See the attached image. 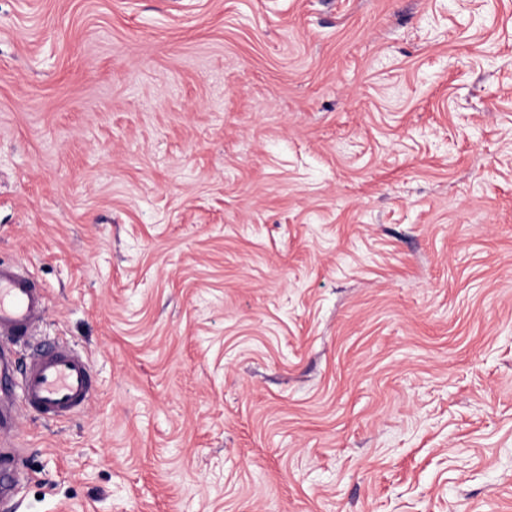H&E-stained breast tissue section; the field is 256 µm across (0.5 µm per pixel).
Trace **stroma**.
<instances>
[{
    "label": "stroma",
    "instance_id": "obj_1",
    "mask_svg": "<svg viewBox=\"0 0 512 512\" xmlns=\"http://www.w3.org/2000/svg\"><path fill=\"white\" fill-rule=\"evenodd\" d=\"M0 262L8 512H512V0H0ZM47 303L43 288L11 264L0 263V440L17 438L20 413L46 422L81 412L94 392L89 360L65 342L38 334ZM28 346L22 364L16 347Z\"/></svg>",
    "mask_w": 512,
    "mask_h": 512
}]
</instances>
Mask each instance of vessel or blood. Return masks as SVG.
Masks as SVG:
<instances>
[{"label": "vessel or blood", "instance_id": "1", "mask_svg": "<svg viewBox=\"0 0 512 512\" xmlns=\"http://www.w3.org/2000/svg\"><path fill=\"white\" fill-rule=\"evenodd\" d=\"M43 288L0 263V435L16 434L21 413L56 423L81 412L94 392L89 360L65 342L38 334Z\"/></svg>", "mask_w": 512, "mask_h": 512}]
</instances>
